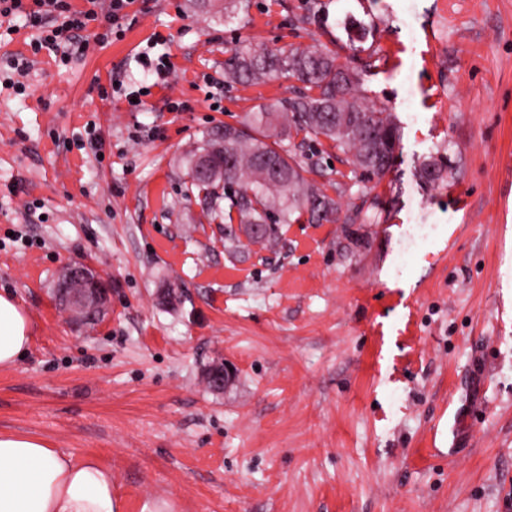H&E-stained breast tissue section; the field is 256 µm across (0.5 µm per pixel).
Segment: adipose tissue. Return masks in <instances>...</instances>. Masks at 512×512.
I'll use <instances>...</instances> for the list:
<instances>
[{"label":"adipose tissue","mask_w":512,"mask_h":512,"mask_svg":"<svg viewBox=\"0 0 512 512\" xmlns=\"http://www.w3.org/2000/svg\"><path fill=\"white\" fill-rule=\"evenodd\" d=\"M33 323L15 296L0 293V368L17 364ZM0 512H120L112 471L93 456L75 459L23 433H0Z\"/></svg>","instance_id":"obj_1"}]
</instances>
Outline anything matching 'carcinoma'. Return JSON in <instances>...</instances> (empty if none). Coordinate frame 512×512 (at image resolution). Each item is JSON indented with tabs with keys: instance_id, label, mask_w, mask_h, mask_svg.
Wrapping results in <instances>:
<instances>
[{
	"instance_id": "obj_1",
	"label": "carcinoma",
	"mask_w": 512,
	"mask_h": 512,
	"mask_svg": "<svg viewBox=\"0 0 512 512\" xmlns=\"http://www.w3.org/2000/svg\"><path fill=\"white\" fill-rule=\"evenodd\" d=\"M286 76L306 91L276 103H259L247 113L243 126L224 125V132L206 146L224 145V174L191 185L208 198L224 184V223L265 224L260 244L274 247L283 224L294 214L315 222L339 220L340 205L327 188L304 177V168L290 154V132L322 137L338 151L351 155L354 170L380 178L400 147L394 115L367 103L358 74L340 63L328 49H291L274 52L251 42L235 45L224 61L229 84H258Z\"/></svg>"
}]
</instances>
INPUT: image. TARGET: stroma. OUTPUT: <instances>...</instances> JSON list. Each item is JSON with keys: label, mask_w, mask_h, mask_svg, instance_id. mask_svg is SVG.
Here are the masks:
<instances>
[{"label": "stroma", "mask_w": 512, "mask_h": 512, "mask_svg": "<svg viewBox=\"0 0 512 512\" xmlns=\"http://www.w3.org/2000/svg\"><path fill=\"white\" fill-rule=\"evenodd\" d=\"M223 9L135 0L122 36L91 23L68 62L44 50L23 73L37 30L0 20V291L34 324L0 370V432L97 457L121 512H512V0ZM158 34L166 88L137 62ZM244 39L332 50L395 115L379 180L289 144L373 223L303 217L274 250L225 247L187 153L298 87L226 85ZM75 261L112 283L82 327L53 293ZM224 361L217 392L205 373Z\"/></svg>", "instance_id": "1"}]
</instances>
